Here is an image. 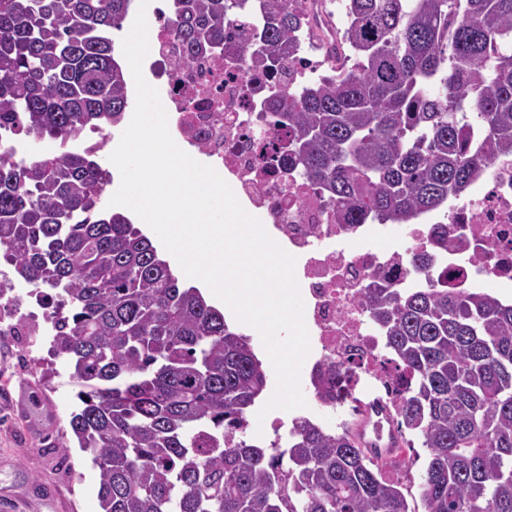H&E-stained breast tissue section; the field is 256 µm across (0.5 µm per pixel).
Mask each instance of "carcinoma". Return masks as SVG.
<instances>
[{
  "instance_id": "cac0c4a2",
  "label": "carcinoma",
  "mask_w": 512,
  "mask_h": 512,
  "mask_svg": "<svg viewBox=\"0 0 512 512\" xmlns=\"http://www.w3.org/2000/svg\"><path fill=\"white\" fill-rule=\"evenodd\" d=\"M135 0H0V122L35 139L117 125L128 105L112 30ZM329 53L356 58L268 108L269 166L288 161L345 224H408L512 155V0H347ZM264 48L252 51V18ZM320 25L300 0H173L184 63L229 54L269 76ZM92 156L0 151V249L51 295V351L73 365L69 421L99 470L102 512H412L348 429L303 418L290 439L249 436L268 374L250 338L153 241L101 206ZM391 355L397 426L428 450L424 512H512V303L477 288H371Z\"/></svg>"
}]
</instances>
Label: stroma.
<instances>
[{
    "label": "stroma",
    "instance_id": "35a3bbf8",
    "mask_svg": "<svg viewBox=\"0 0 512 512\" xmlns=\"http://www.w3.org/2000/svg\"><path fill=\"white\" fill-rule=\"evenodd\" d=\"M71 373L43 337L0 335V512H100L99 472L69 426Z\"/></svg>",
    "mask_w": 512,
    "mask_h": 512
}]
</instances>
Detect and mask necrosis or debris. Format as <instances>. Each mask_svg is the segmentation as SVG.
<instances>
[{
	"label": "necrosis or debris",
	"instance_id": "1",
	"mask_svg": "<svg viewBox=\"0 0 512 512\" xmlns=\"http://www.w3.org/2000/svg\"><path fill=\"white\" fill-rule=\"evenodd\" d=\"M167 12L148 17L150 70L167 107L174 142L195 160L223 168L246 209L262 214L267 232L295 256V276L304 299V321L312 360L309 371L337 385L327 398L332 413L355 414L381 429L396 423L395 392L385 364V347L362 304L366 289L420 288L423 275L409 268L417 252L429 254L432 268L448 273L455 289L481 288L512 300V156L493 162L466 199L447 211L423 214L415 224H340L336 207L303 176L300 168L264 166L257 132L273 133L267 108L271 84L233 58L202 56L180 64L183 49L164 33ZM302 48L287 67L290 85L318 76L334 63L323 42L304 32ZM448 227V249L435 252L431 239ZM53 303L0 268V335L11 333L9 313Z\"/></svg>",
	"mask_w": 512,
	"mask_h": 512
}]
</instances>
